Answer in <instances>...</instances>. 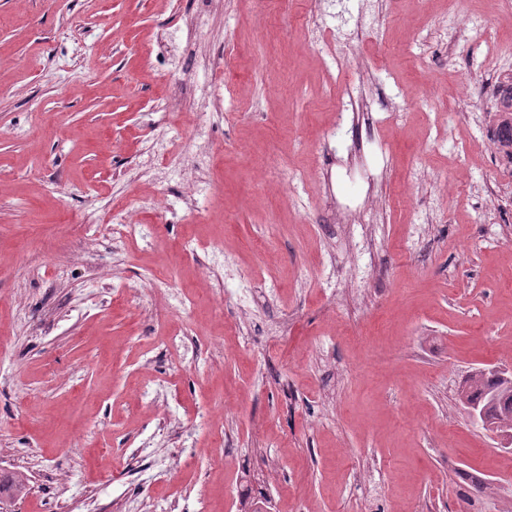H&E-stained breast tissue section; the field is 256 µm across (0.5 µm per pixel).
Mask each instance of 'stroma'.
<instances>
[{"label":"stroma","mask_w":512,"mask_h":512,"mask_svg":"<svg viewBox=\"0 0 512 512\" xmlns=\"http://www.w3.org/2000/svg\"><path fill=\"white\" fill-rule=\"evenodd\" d=\"M495 59L500 0H0L6 512H512V449L458 398L512 367V225L457 99ZM371 197L382 223H331Z\"/></svg>","instance_id":"stroma-1"}]
</instances>
